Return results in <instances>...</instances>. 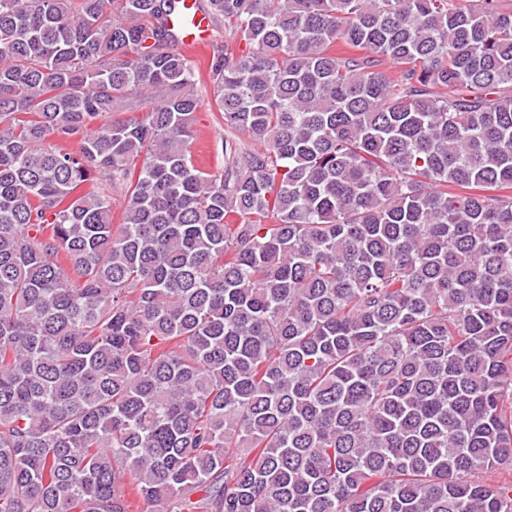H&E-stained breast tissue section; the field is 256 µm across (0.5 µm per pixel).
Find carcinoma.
Wrapping results in <instances>:
<instances>
[{
	"mask_svg": "<svg viewBox=\"0 0 512 512\" xmlns=\"http://www.w3.org/2000/svg\"><path fill=\"white\" fill-rule=\"evenodd\" d=\"M180 2L0 0V512H512V4L195 0L203 172ZM217 39L228 44L229 48L238 49L244 46V41L240 42L238 35L228 27L219 28L213 31L210 37H206L202 47L197 49H188L182 45V51L190 59L197 77L196 90L204 101V106L196 115V142L193 147V159L196 167L200 170L211 172L216 169L223 160L222 143L224 145V127L217 121V112L215 107L206 106L211 101V87L208 76L210 58L212 54V40Z\"/></svg>",
	"mask_w": 512,
	"mask_h": 512,
	"instance_id": "carcinoma-1",
	"label": "carcinoma"
}]
</instances>
